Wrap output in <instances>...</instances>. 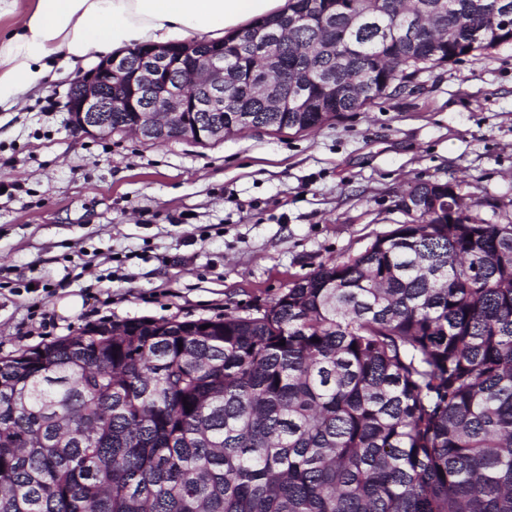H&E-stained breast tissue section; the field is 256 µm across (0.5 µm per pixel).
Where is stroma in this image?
Instances as JSON below:
<instances>
[{"instance_id":"1","label":"stroma","mask_w":512,"mask_h":512,"mask_svg":"<svg viewBox=\"0 0 512 512\" xmlns=\"http://www.w3.org/2000/svg\"><path fill=\"white\" fill-rule=\"evenodd\" d=\"M64 74L0 112V357L129 320L255 313L405 217L418 182L512 202V46L318 129L207 145L83 135ZM72 294L73 318L56 304Z\"/></svg>"}]
</instances>
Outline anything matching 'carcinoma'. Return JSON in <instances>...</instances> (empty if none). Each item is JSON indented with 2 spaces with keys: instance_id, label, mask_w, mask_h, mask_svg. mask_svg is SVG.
I'll use <instances>...</instances> for the list:
<instances>
[{
  "instance_id": "1",
  "label": "carcinoma",
  "mask_w": 512,
  "mask_h": 512,
  "mask_svg": "<svg viewBox=\"0 0 512 512\" xmlns=\"http://www.w3.org/2000/svg\"><path fill=\"white\" fill-rule=\"evenodd\" d=\"M432 0H288L224 39V135L280 26L336 98L305 131L512 46V0H446L454 38L402 37ZM336 38V58L310 52ZM424 207L255 316L124 321L0 358V512H512V220ZM473 239H467V236ZM285 345H280V341ZM192 410L185 409V406Z\"/></svg>"
}]
</instances>
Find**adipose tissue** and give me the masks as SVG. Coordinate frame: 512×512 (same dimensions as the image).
Listing matches in <instances>:
<instances>
[{
	"label": "adipose tissue",
	"mask_w": 512,
	"mask_h": 512,
	"mask_svg": "<svg viewBox=\"0 0 512 512\" xmlns=\"http://www.w3.org/2000/svg\"><path fill=\"white\" fill-rule=\"evenodd\" d=\"M0 0L13 18L0 38V108L42 92L55 70L143 45L232 36L287 0Z\"/></svg>",
	"instance_id": "obj_1"
}]
</instances>
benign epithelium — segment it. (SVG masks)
Here are the masks:
<instances>
[{
    "mask_svg": "<svg viewBox=\"0 0 512 512\" xmlns=\"http://www.w3.org/2000/svg\"><path fill=\"white\" fill-rule=\"evenodd\" d=\"M133 53L138 57L134 67L120 55L111 56L77 81L66 103L74 131L110 135L112 113L129 112V129L147 141L180 138L200 144L224 138V123L205 124L194 116L224 111V48L203 51L195 42H180ZM175 69L185 85L171 81ZM256 90L268 111L283 109L279 85L267 79Z\"/></svg>",
    "mask_w": 512,
    "mask_h": 512,
    "instance_id": "7a95c632",
    "label": "benign epithelium"
}]
</instances>
